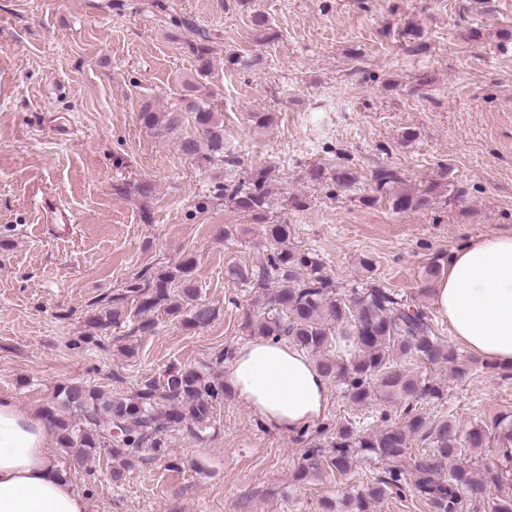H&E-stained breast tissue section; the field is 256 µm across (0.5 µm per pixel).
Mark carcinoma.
I'll return each mask as SVG.
<instances>
[{
	"instance_id": "obj_1",
	"label": "carcinoma",
	"mask_w": 512,
	"mask_h": 512,
	"mask_svg": "<svg viewBox=\"0 0 512 512\" xmlns=\"http://www.w3.org/2000/svg\"><path fill=\"white\" fill-rule=\"evenodd\" d=\"M207 37L198 34L188 43L195 56L197 77L184 81L186 91L183 108L159 112L146 104L139 112L142 125L158 135H175L181 153L193 159L233 166L237 160L226 153L224 122L221 113L201 98L198 78L212 72ZM314 183L332 180L341 188H350L357 177L351 169L338 166L330 172L316 165L308 169ZM374 192L387 200L391 209L406 213L431 207L438 195L430 186L418 192L397 189L401 175L392 168H380L373 175ZM221 195L239 212L264 225L269 253L260 256L255 268L239 266L227 269L233 278L256 280L257 287L272 283L280 287L272 294V314L249 324L251 332L272 339L287 338L296 345L320 355L318 367L329 379L345 385L347 398L355 405L365 406L376 399L401 404L405 422L373 433H362L343 426L332 442L329 456L319 448L309 449L298 469L296 479L306 481L328 473L346 475L354 459L361 455L393 464L385 475L376 479L364 493L349 495L343 500V512H370L371 503L388 495L401 496L410 491L427 501L433 512H463L464 505L479 503L485 512H512V495L492 494L500 487L499 471L487 468L476 472L458 461L459 448H486L490 429L501 425L477 422L467 430L444 421L429 428L416 412L417 404L440 396V388L426 377L400 368L396 358H409L431 365L450 364L462 376L464 369L456 366L457 353L438 336L437 326L427 307L415 297L381 285L369 276L367 281L351 287L348 294L337 296V285L324 271L317 255L297 248L291 242L288 224H268L271 200L266 189V175L260 170L245 178L220 187ZM197 259L187 254L174 267L158 273L144 269L122 293L105 296L92 303L88 324L95 340L112 326L134 317L136 329L146 333L155 322L144 315L162 310L182 318L189 328L211 324L218 311L200 301L195 283ZM136 302V309L127 300ZM355 338L358 351L343 362L329 355L336 336ZM227 395L224 381L198 368L171 367L163 379L147 380L130 394H110L80 383L57 386L52 402L43 415L58 430V440L67 454L69 464L82 466L103 449L109 451L116 465L112 480L119 481L125 470L150 450L157 457L165 455L167 432L184 428L196 435L209 427L214 409ZM418 434L431 442L434 452L414 462L410 486L403 484V471L394 467L406 454L409 437ZM448 468V477L441 475Z\"/></svg>"
}]
</instances>
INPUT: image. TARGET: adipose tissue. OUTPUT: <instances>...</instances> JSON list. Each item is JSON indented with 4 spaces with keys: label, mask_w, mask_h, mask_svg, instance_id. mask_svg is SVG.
<instances>
[{
    "label": "adipose tissue",
    "mask_w": 512,
    "mask_h": 512,
    "mask_svg": "<svg viewBox=\"0 0 512 512\" xmlns=\"http://www.w3.org/2000/svg\"><path fill=\"white\" fill-rule=\"evenodd\" d=\"M435 305L453 338L494 368L512 370V234L452 250ZM225 381L268 427L292 434L321 421L329 380L296 344L258 338L238 346ZM53 427L0 394V512H87L56 463Z\"/></svg>",
    "instance_id": "adipose-tissue-1"
}]
</instances>
